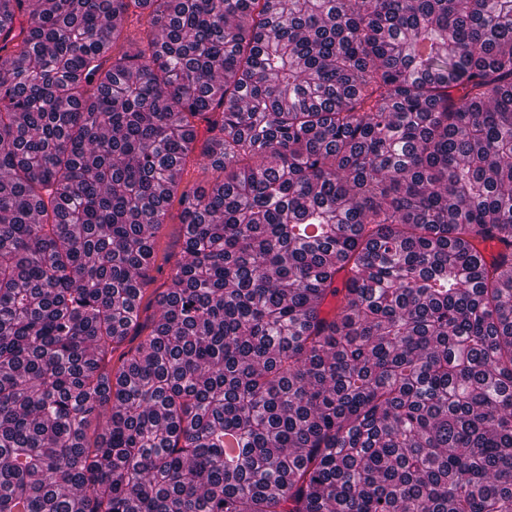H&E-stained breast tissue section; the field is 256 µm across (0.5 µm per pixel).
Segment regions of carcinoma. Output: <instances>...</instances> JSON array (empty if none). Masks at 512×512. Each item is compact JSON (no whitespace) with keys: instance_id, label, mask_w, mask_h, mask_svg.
I'll use <instances>...</instances> for the list:
<instances>
[{"instance_id":"carcinoma-1","label":"carcinoma","mask_w":512,"mask_h":512,"mask_svg":"<svg viewBox=\"0 0 512 512\" xmlns=\"http://www.w3.org/2000/svg\"><path fill=\"white\" fill-rule=\"evenodd\" d=\"M0 512H512V0H0ZM180 212L181 207L174 201L168 209L165 224L156 234L157 261L151 272L154 281L148 287L147 297L154 288H162L170 274L172 263L182 256Z\"/></svg>"}]
</instances>
